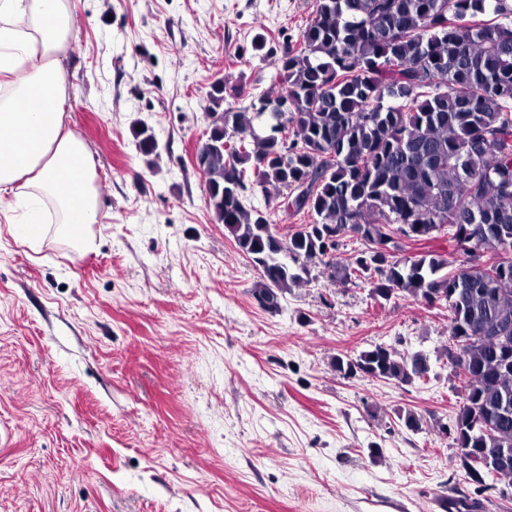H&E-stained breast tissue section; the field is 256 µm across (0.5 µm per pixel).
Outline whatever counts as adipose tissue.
<instances>
[{
  "mask_svg": "<svg viewBox=\"0 0 512 512\" xmlns=\"http://www.w3.org/2000/svg\"><path fill=\"white\" fill-rule=\"evenodd\" d=\"M77 30L73 0H0V212L25 203L22 243L50 236L82 254L100 206L94 161L65 127L60 56Z\"/></svg>",
  "mask_w": 512,
  "mask_h": 512,
  "instance_id": "ef3b65f1",
  "label": "adipose tissue"
}]
</instances>
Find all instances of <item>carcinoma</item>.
<instances>
[{"mask_svg":"<svg viewBox=\"0 0 512 512\" xmlns=\"http://www.w3.org/2000/svg\"><path fill=\"white\" fill-rule=\"evenodd\" d=\"M280 94L224 106L215 81L206 154L207 208L260 272L254 295L269 312L304 282L318 258L370 297L398 296L448 312V335L472 338L452 361L463 402L451 431L491 468L461 464L481 490L512 484V263L483 255L512 242V0H316L313 19L275 59ZM271 130H266V127ZM245 134L228 142L227 133ZM288 192V210L311 218L284 239L245 192ZM411 243L448 238L452 256L400 255ZM349 249L346 262L336 261ZM346 378L413 385L428 377L419 352L378 344L333 357ZM494 419L485 429L477 417Z\"/></svg>","mask_w":512,"mask_h":512,"instance_id":"obj_1","label":"carcinoma"}]
</instances>
